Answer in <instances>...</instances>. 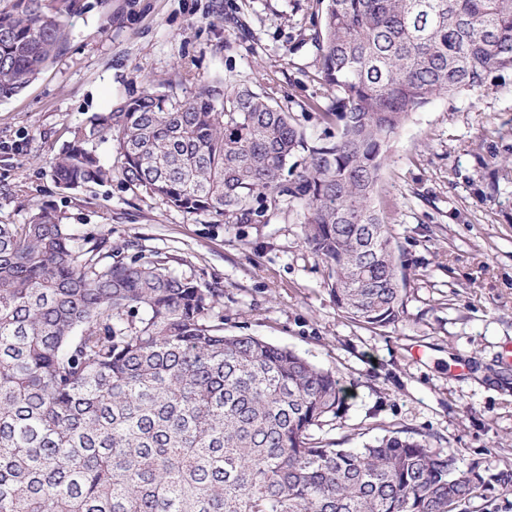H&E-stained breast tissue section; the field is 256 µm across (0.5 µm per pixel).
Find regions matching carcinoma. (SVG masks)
<instances>
[{"label":"carcinoma","mask_w":512,"mask_h":512,"mask_svg":"<svg viewBox=\"0 0 512 512\" xmlns=\"http://www.w3.org/2000/svg\"><path fill=\"white\" fill-rule=\"evenodd\" d=\"M0 7V99L56 55L80 0ZM336 132L309 141L248 87L147 92L93 117L50 160L66 190L112 178L226 224L303 211L336 305L399 321L404 276L373 206L389 142L440 96L512 69V0H326L311 38ZM222 292L161 260H112L103 240L37 207L0 224V512H462L512 469H456L393 431L361 448L313 434L343 403L335 375L250 335L224 334Z\"/></svg>","instance_id":"carcinoma-1"}]
</instances>
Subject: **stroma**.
Instances as JSON below:
<instances>
[{"label":"stroma","mask_w":512,"mask_h":512,"mask_svg":"<svg viewBox=\"0 0 512 512\" xmlns=\"http://www.w3.org/2000/svg\"><path fill=\"white\" fill-rule=\"evenodd\" d=\"M81 2L62 18L54 62L0 100V223L49 207L106 240L113 259L159 257L223 289L225 334L292 349L347 390L317 432L337 447L399 431L453 449L461 469L512 467V69L436 98L392 137L374 204L405 275L404 308L370 327L337 307L298 208L267 224L178 210L124 181L113 141L97 146L108 182L64 190L47 164L95 115L147 92L191 97L215 79L264 93L308 137L335 131L317 110L322 0Z\"/></svg>","instance_id":"stroma-1"}]
</instances>
